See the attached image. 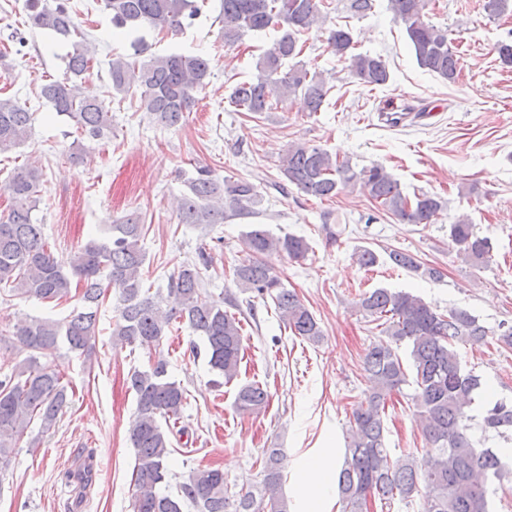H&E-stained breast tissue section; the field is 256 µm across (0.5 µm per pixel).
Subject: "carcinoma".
I'll return each instance as SVG.
<instances>
[{"label":"carcinoma","mask_w":512,"mask_h":512,"mask_svg":"<svg viewBox=\"0 0 512 512\" xmlns=\"http://www.w3.org/2000/svg\"><path fill=\"white\" fill-rule=\"evenodd\" d=\"M208 0H103L112 26L128 33L144 28L172 36L193 24ZM396 21L405 26L418 64L450 82L456 80L459 57L448 33L424 20L425 0H388ZM326 0H221L219 22L224 45L234 47L250 33L276 29L279 36L256 62L257 75L234 85L228 96L237 112L256 118L275 110L296 96L308 111L318 112L331 86L320 72H310L296 62L303 46L300 35L327 20ZM29 24L70 41L63 77L40 85L39 97L59 116L69 118L76 131L91 140L112 136V112L105 102L83 95L77 78L96 64V51L87 34L74 22L68 0H26ZM334 54L347 63L351 76L364 87L382 86L389 80L385 62L377 55L355 53L348 26L328 30ZM131 52L114 53L108 63L112 93L122 98L138 96V108L156 123L180 126L192 110L196 94L210 83L211 62L201 54L170 52L146 59L150 46L142 37L130 42ZM33 113L11 96L0 97V154L24 143L31 135ZM280 169L288 184L299 192L330 200L343 190L361 185L369 199L402 224H430L444 210L435 193L408 196L385 167L374 164L359 170L347 159L305 144H292ZM44 178L35 163L13 172L7 185L9 204L0 211V296L34 297L61 302L77 296L80 306L61 319L29 317L9 332L12 343L30 352L11 374L0 379V469L8 466L17 441L29 424L40 420L41 430L55 427L67 403L62 377L42 358H50L65 344L75 353L90 348L98 330V315L107 292L118 293V319L113 323L114 346L137 345L151 349L159 344L173 322H185L204 345L211 370L225 382L238 374L242 327L235 315L215 302L198 300L201 268L208 258L184 263L168 278L166 289L143 287L145 252L141 245L144 225L129 215L112 225L108 235L92 238L67 261L49 249L42 225L34 215ZM261 198L257 188L242 179H220L207 166L195 167L187 191L179 200L181 224H222L232 216L255 213ZM449 237L465 261L482 266L493 250L475 225L461 218L450 225ZM246 258L234 269L237 287L256 297L271 298L280 320L296 336L317 343L323 333L313 313L296 293L283 286L262 257L272 251L292 260L308 253L309 244L299 236H274L256 224L244 238ZM389 259L398 268L421 270L416 258L392 250ZM356 307L381 327L387 339L368 346L363 371L370 387L354 409L346 437V460L338 485L343 512H369L374 500L398 498L409 502L418 496L423 512H488L486 480L501 476L506 463L497 452L480 448L471 433L469 414L480 376L462 366L457 346L484 345L489 335L512 348V325L489 330L465 309L441 313L410 292L376 288L361 295ZM409 348L405 366L398 346ZM135 394L136 414L131 419L129 441L135 451L133 512H288L281 492V452L268 448L259 485L232 486L218 468L197 469L177 485L176 494L161 491L168 476L172 432L161 421L179 419L187 397L181 385L168 376V362L157 357L146 370L129 376ZM413 388L411 400L426 448L400 462L390 460L385 445L383 413L391 397ZM269 403L268 391L258 382L240 385L233 405L240 414H258ZM481 428L503 434L512 429V404L497 401L486 410Z\"/></svg>","instance_id":"carcinoma-1"}]
</instances>
